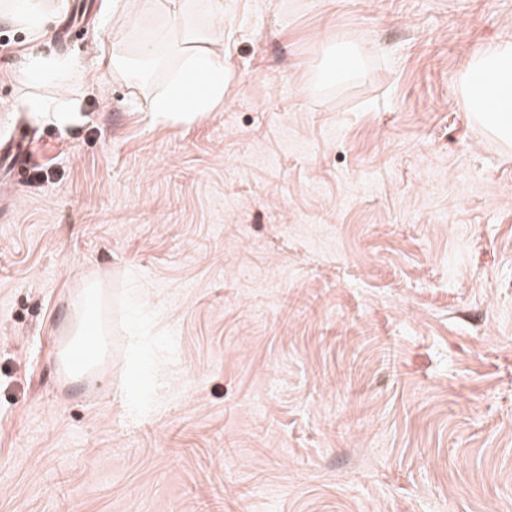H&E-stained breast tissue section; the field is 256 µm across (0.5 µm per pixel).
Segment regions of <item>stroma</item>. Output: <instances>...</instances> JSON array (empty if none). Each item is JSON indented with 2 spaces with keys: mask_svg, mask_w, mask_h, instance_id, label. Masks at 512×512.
Returning <instances> with one entry per match:
<instances>
[{
  "mask_svg": "<svg viewBox=\"0 0 512 512\" xmlns=\"http://www.w3.org/2000/svg\"><path fill=\"white\" fill-rule=\"evenodd\" d=\"M167 2L0 16V512H512V150L457 90L512 0H184L224 100L176 124L166 69L98 77ZM63 93L66 129L23 106ZM92 281L112 361L73 383ZM49 75L63 79V85H69L84 78V73L67 59H48L35 52L27 57L23 78L33 81Z\"/></svg>",
  "mask_w": 512,
  "mask_h": 512,
  "instance_id": "stroma-1",
  "label": "stroma"
}]
</instances>
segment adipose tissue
<instances>
[{
    "label": "adipose tissue",
    "instance_id": "adipose-tissue-1",
    "mask_svg": "<svg viewBox=\"0 0 512 512\" xmlns=\"http://www.w3.org/2000/svg\"><path fill=\"white\" fill-rule=\"evenodd\" d=\"M0 12L27 29L32 41L48 37L44 0H0ZM211 33H187L178 49L180 66L151 101L155 119L189 122L224 98V57L211 47ZM459 95L472 119L504 146L512 145V41L488 43L471 56L459 79Z\"/></svg>",
    "mask_w": 512,
    "mask_h": 512
}]
</instances>
